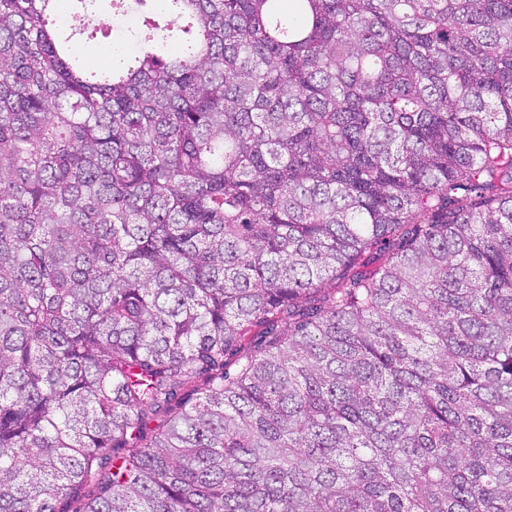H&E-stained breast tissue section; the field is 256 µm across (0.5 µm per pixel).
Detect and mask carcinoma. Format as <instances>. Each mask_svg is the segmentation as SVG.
<instances>
[{
	"label": "carcinoma",
	"instance_id": "1",
	"mask_svg": "<svg viewBox=\"0 0 512 512\" xmlns=\"http://www.w3.org/2000/svg\"><path fill=\"white\" fill-rule=\"evenodd\" d=\"M144 2L0 0V512H512V0Z\"/></svg>",
	"mask_w": 512,
	"mask_h": 512
}]
</instances>
